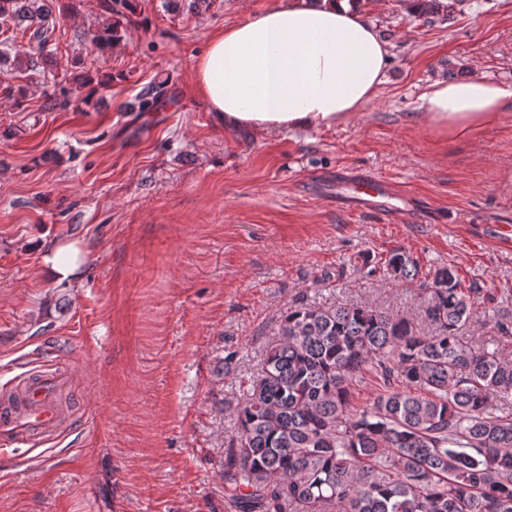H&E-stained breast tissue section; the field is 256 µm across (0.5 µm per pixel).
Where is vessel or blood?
Here are the masks:
<instances>
[{"label": "vessel or blood", "instance_id": "b4317fda", "mask_svg": "<svg viewBox=\"0 0 512 512\" xmlns=\"http://www.w3.org/2000/svg\"><path fill=\"white\" fill-rule=\"evenodd\" d=\"M340 185L358 209L376 211L390 188L373 175H354L341 179ZM61 375L47 371H31L19 385L17 405H0V446L4 448L34 445L37 440L56 434L62 427V416L55 403Z\"/></svg>", "mask_w": 512, "mask_h": 512}]
</instances>
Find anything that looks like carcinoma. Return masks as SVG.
<instances>
[{
  "label": "carcinoma",
  "instance_id": "1",
  "mask_svg": "<svg viewBox=\"0 0 512 512\" xmlns=\"http://www.w3.org/2000/svg\"><path fill=\"white\" fill-rule=\"evenodd\" d=\"M419 16H446L464 0H411ZM109 23L99 51L120 38L136 0H103ZM47 0H0V42L21 31L28 49L15 68L48 63L56 22ZM396 279L418 274L392 251ZM471 289L457 272L434 270L422 284L420 321L372 305L288 309L235 409L238 439L224 463V491L238 512H512V359L462 340ZM491 331L512 339V319ZM370 371L382 389L356 411L352 386Z\"/></svg>",
  "mask_w": 512,
  "mask_h": 512
}]
</instances>
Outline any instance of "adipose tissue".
I'll return each mask as SVG.
<instances>
[{"mask_svg": "<svg viewBox=\"0 0 512 512\" xmlns=\"http://www.w3.org/2000/svg\"><path fill=\"white\" fill-rule=\"evenodd\" d=\"M387 42L358 0H276L210 38L192 65L196 91L228 129L261 136L330 126L371 103ZM512 88L483 73L435 82L421 117L445 139L499 120Z\"/></svg>", "mask_w": 512, "mask_h": 512, "instance_id": "adipose-tissue-1", "label": "adipose tissue"}]
</instances>
